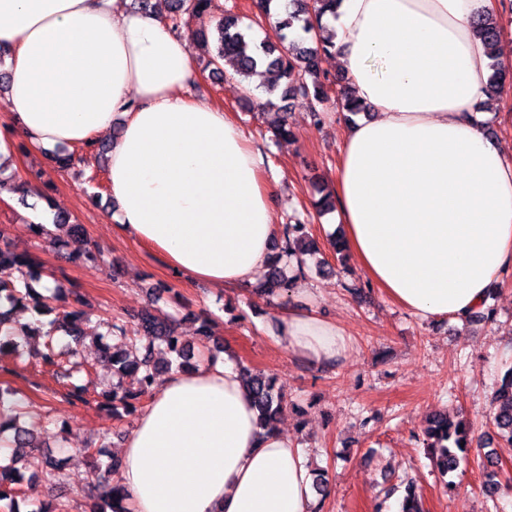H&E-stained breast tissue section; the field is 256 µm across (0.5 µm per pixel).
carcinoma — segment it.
Here are the masks:
<instances>
[{
    "label": "carcinoma",
    "mask_w": 512,
    "mask_h": 512,
    "mask_svg": "<svg viewBox=\"0 0 512 512\" xmlns=\"http://www.w3.org/2000/svg\"><path fill=\"white\" fill-rule=\"evenodd\" d=\"M340 0H288L285 11H277L273 0H260L259 14L270 20V31L260 40H251L242 17L229 10L211 25L206 22L210 14L211 0H166L168 21L171 30L180 33L192 21L199 22L196 30L204 46H211L206 68L213 74L243 83L258 68L273 75L267 83L266 92L279 93L280 99L301 96L311 101V116L319 125L325 118L324 104L330 100L327 78L321 75L320 59L330 54L331 37L324 35L322 18L334 12ZM477 33L490 48H495L500 32L490 18L476 21ZM230 65L232 70L224 69ZM309 238V227L301 221L286 224L282 230L280 251L275 253L267 267V275L260 292L269 296H280L289 291L293 280L287 277L281 258L295 256L299 260L297 271L304 274V256L311 248L305 246ZM0 272H14L12 279H0V356L19 353L22 345L38 337L46 339V350L39 353L41 362L55 367L61 377L66 378L70 369L61 362V353L53 346L54 335L61 330L69 337L68 352L76 356L83 345L84 296L68 291L59 280H54V291L49 295L35 292L33 283L41 279L35 261L27 255L13 251L10 239L0 231ZM30 311L40 317L36 325L29 326L20 335L10 331L8 324L14 309ZM112 343H99L98 348L112 365L113 377L117 381L106 394L112 413L121 416L136 410L134 401L153 395L159 376L173 369L188 366L194 350L187 347L177 332L175 321L159 322L151 317H141L135 322L119 318L104 322ZM200 345L212 350L217 348L211 321L204 320L198 327ZM144 355H139L140 349ZM245 378L252 392L261 425L269 432L278 430L284 397L278 386V378L264 371L244 368ZM133 378L136 388L123 386V379ZM17 392L11 388H0V420L15 421L21 417L16 399ZM489 422L494 433L512 446V368L501 378L491 400ZM426 447L434 467L443 476L452 475L459 467L461 458L467 456L473 444V426L462 419H454L445 413H435L428 420L425 431ZM18 460L0 462V503L8 502L9 512H18V485L24 475L16 467ZM114 461L106 473L98 477V484L87 488L91 501L90 512H123L118 507L119 487L110 480L118 470ZM62 465L57 459L42 461L41 469L32 473L50 486L63 481ZM482 490L489 497L497 496L503 488H512V479L501 478L499 468L482 466ZM402 491L401 512H426V503L415 480L406 478L387 489L391 495Z\"/></svg>",
    "instance_id": "1"
}]
</instances>
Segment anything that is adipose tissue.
Here are the masks:
<instances>
[{
    "label": "adipose tissue",
    "instance_id": "1",
    "mask_svg": "<svg viewBox=\"0 0 512 512\" xmlns=\"http://www.w3.org/2000/svg\"><path fill=\"white\" fill-rule=\"evenodd\" d=\"M126 0H0L10 49L0 164L15 140L80 146L123 118L108 163L118 230L185 278L246 286L266 269L276 183L222 109L192 100L185 36ZM496 0H340L323 22L367 109L348 124L335 195L346 251L416 316L464 322L512 270V161L482 104L489 50L473 27ZM280 341L317 364L342 326L283 317ZM129 512H312L302 448L266 432L239 368L202 362L161 379L121 450Z\"/></svg>",
    "mask_w": 512,
    "mask_h": 512
}]
</instances>
